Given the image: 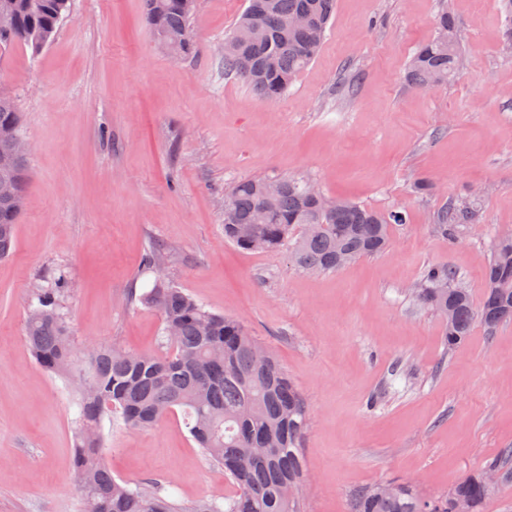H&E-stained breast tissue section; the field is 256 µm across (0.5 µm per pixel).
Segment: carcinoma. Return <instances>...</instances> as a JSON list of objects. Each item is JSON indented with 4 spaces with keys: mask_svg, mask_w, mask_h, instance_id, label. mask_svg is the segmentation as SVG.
<instances>
[{
    "mask_svg": "<svg viewBox=\"0 0 512 512\" xmlns=\"http://www.w3.org/2000/svg\"><path fill=\"white\" fill-rule=\"evenodd\" d=\"M69 0H0V52L29 50L39 55L51 42L68 10ZM246 7L224 36V71L246 82L273 102L288 92L296 77L318 57L336 0H245ZM197 0H145V19L158 44L173 58L196 54L192 20ZM303 15L306 22L292 24ZM461 30L444 7L433 39L417 48L405 82L422 91L448 84L460 65ZM23 137L14 98L0 90V157L14 154ZM233 181L224 189V237L245 251L284 253L307 274L334 272L361 258L383 253L391 227L406 222L401 211L381 213L343 197L324 206L310 193L309 180L281 176ZM0 186L26 195L27 160L0 169ZM474 197L462 205L443 204L433 215L441 235L452 237L462 224L475 222ZM20 215L0 198V260L16 244ZM317 225L309 235L306 228ZM481 305L446 264L427 267L414 288L418 301L442 322L447 350L468 340L475 322L488 333L512 321V234L491 241L484 271ZM66 276L59 274L37 289V304L27 314V344L49 373L77 383L79 408L74 435L75 483L82 512H301L299 493L306 469L300 442L308 425L303 394L270 352L263 366L255 357L257 340L246 325L213 313L166 278L155 277L141 303L162 319L163 356L130 353L107 343L78 347L63 311ZM181 410L194 443L224 468L236 494L223 506L200 500L188 506L164 489L147 483L135 487L112 477L104 448V418L132 429H149ZM512 448L475 469L445 495L419 497L408 483L388 494L383 485L365 488L350 512H455L456 501L469 512H483L488 496L484 474H502L501 463Z\"/></svg>",
    "mask_w": 512,
    "mask_h": 512,
    "instance_id": "cac0c4a2",
    "label": "carcinoma"
}]
</instances>
